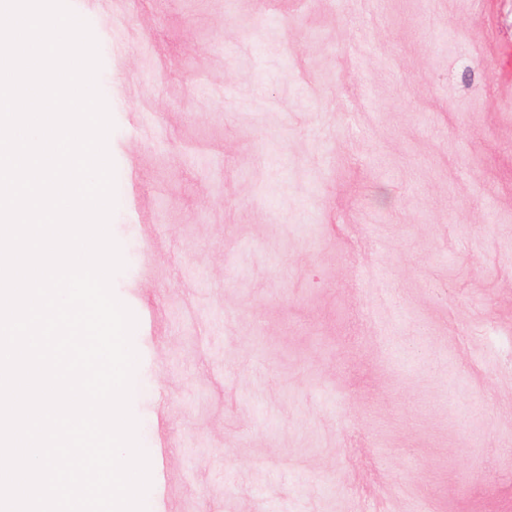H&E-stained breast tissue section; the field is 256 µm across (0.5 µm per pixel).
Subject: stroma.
<instances>
[{"mask_svg": "<svg viewBox=\"0 0 512 512\" xmlns=\"http://www.w3.org/2000/svg\"><path fill=\"white\" fill-rule=\"evenodd\" d=\"M148 512H512V0H69Z\"/></svg>", "mask_w": 512, "mask_h": 512, "instance_id": "1", "label": "stroma"}]
</instances>
